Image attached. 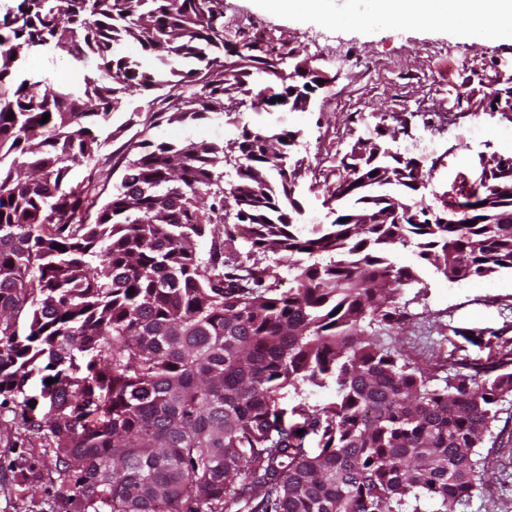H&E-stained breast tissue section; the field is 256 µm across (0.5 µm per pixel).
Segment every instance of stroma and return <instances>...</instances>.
<instances>
[{"instance_id": "35a3bbf8", "label": "stroma", "mask_w": 512, "mask_h": 512, "mask_svg": "<svg viewBox=\"0 0 512 512\" xmlns=\"http://www.w3.org/2000/svg\"><path fill=\"white\" fill-rule=\"evenodd\" d=\"M224 38L255 40L259 49L292 52L308 60L323 77L312 107L305 112L210 113L192 122L157 125L148 116L130 122L143 106L142 95L128 97L113 113L114 134L102 147L95 178L112 193L130 144L141 141L237 138L242 126L265 124L294 131V151L310 168L298 199L307 224L333 219L324 200L340 173V160L355 143L381 142L401 150L422 129L438 136L442 163L422 195L441 212L442 201L460 180L475 182L479 155L512 156V115L489 109L490 94L512 76V40L478 33L461 35L445 25H418L390 31L378 19L336 28L261 9L260 0H223ZM25 73L49 74L56 82L81 84L85 67L65 54L40 55L24 64ZM423 284L402 287L397 298L408 318L390 331L388 343L439 376L501 361L512 355V275L452 283L426 261L406 255ZM20 395L0 402V512H65L64 484L47 439L33 436L18 415ZM483 486L456 512H512V397L503 403L491 437L480 450Z\"/></svg>"}]
</instances>
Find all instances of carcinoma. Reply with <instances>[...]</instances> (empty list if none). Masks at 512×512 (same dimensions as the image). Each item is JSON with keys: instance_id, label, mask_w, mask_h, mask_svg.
Returning <instances> with one entry per match:
<instances>
[{"instance_id": "carcinoma-1", "label": "carcinoma", "mask_w": 512, "mask_h": 512, "mask_svg": "<svg viewBox=\"0 0 512 512\" xmlns=\"http://www.w3.org/2000/svg\"><path fill=\"white\" fill-rule=\"evenodd\" d=\"M128 40L195 67L145 69ZM56 52L92 64L83 86L20 72ZM280 59L245 38L228 48L222 0H21L0 18V394H22V420L49 438L68 512H455L483 485L477 448L512 362L437 385L380 331L404 324L397 296L420 283L395 262L405 249L452 283L512 273V157L444 201L454 224L430 221L413 173L384 154L345 155L335 218L299 223L306 167L282 165L296 133L260 126L226 145L134 143L116 192L88 195L128 96L185 87L148 101L159 123L319 89L274 72ZM366 208L393 218L348 222ZM329 386L327 405L300 401Z\"/></svg>"}]
</instances>
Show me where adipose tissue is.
I'll return each instance as SVG.
<instances>
[{
    "label": "adipose tissue",
    "instance_id": "ef3b65f1",
    "mask_svg": "<svg viewBox=\"0 0 512 512\" xmlns=\"http://www.w3.org/2000/svg\"><path fill=\"white\" fill-rule=\"evenodd\" d=\"M263 6L273 13L314 15L336 27L361 13L359 0H346L335 12L325 9L321 0H263ZM374 13L395 30L445 22L463 32L477 30L504 40L512 38V0H374Z\"/></svg>",
    "mask_w": 512,
    "mask_h": 512
}]
</instances>
